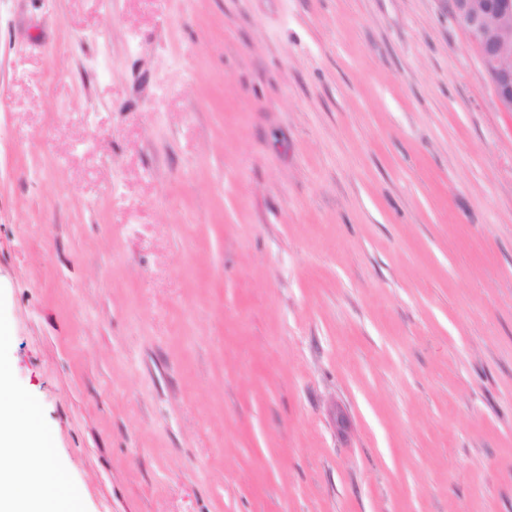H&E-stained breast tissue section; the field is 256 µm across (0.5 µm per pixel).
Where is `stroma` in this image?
<instances>
[{"label":"stroma","mask_w":512,"mask_h":512,"mask_svg":"<svg viewBox=\"0 0 512 512\" xmlns=\"http://www.w3.org/2000/svg\"><path fill=\"white\" fill-rule=\"evenodd\" d=\"M0 324L81 512H512V113L448 0H0Z\"/></svg>","instance_id":"1"}]
</instances>
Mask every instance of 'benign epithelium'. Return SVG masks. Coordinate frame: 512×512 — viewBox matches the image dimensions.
I'll return each instance as SVG.
<instances>
[{
	"label": "benign epithelium",
	"mask_w": 512,
	"mask_h": 512,
	"mask_svg": "<svg viewBox=\"0 0 512 512\" xmlns=\"http://www.w3.org/2000/svg\"><path fill=\"white\" fill-rule=\"evenodd\" d=\"M454 23L476 49L500 109L512 112V65L504 62L503 34L512 29V0H448Z\"/></svg>",
	"instance_id": "benign-epithelium-1"
}]
</instances>
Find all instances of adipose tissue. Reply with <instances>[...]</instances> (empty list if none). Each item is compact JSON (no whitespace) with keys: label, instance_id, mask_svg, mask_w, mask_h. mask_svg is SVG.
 Instances as JSON below:
<instances>
[{"label":"adipose tissue","instance_id":"1","mask_svg":"<svg viewBox=\"0 0 512 512\" xmlns=\"http://www.w3.org/2000/svg\"><path fill=\"white\" fill-rule=\"evenodd\" d=\"M0 512H73L61 471L51 462L52 436L0 360Z\"/></svg>","mask_w":512,"mask_h":512}]
</instances>
